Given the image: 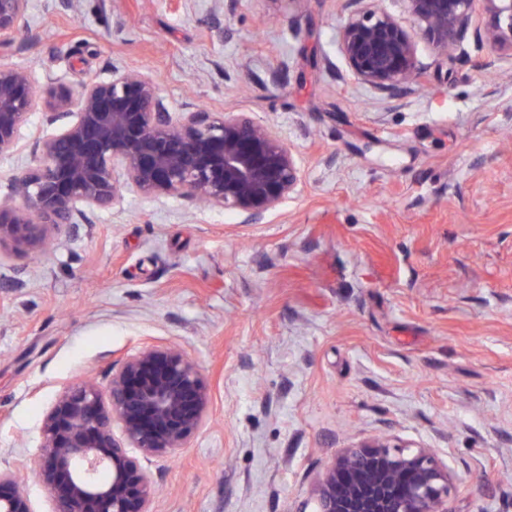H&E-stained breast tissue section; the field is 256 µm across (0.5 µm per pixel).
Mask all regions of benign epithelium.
Instances as JSON below:
<instances>
[{"mask_svg":"<svg viewBox=\"0 0 512 512\" xmlns=\"http://www.w3.org/2000/svg\"><path fill=\"white\" fill-rule=\"evenodd\" d=\"M337 47L349 79L394 97L420 83L424 65L406 21L382 0H346ZM439 56L481 16L484 39L512 51V0H402ZM30 0H0V43L27 23ZM47 136L21 141L32 113ZM29 151L31 172L0 192V244L21 249L115 206L132 188L178 196L256 224L295 191L288 142L251 113L186 102L171 111L154 78L114 66L76 92L39 84L26 68L0 64V156ZM210 390L183 348L148 345L112 368L107 391L64 387L41 427L34 471L52 512H154L148 464L171 459L208 418ZM454 475L431 448L390 437L335 457L313 488V512H453ZM0 512H35L13 469L0 468Z\"/></svg>","mask_w":512,"mask_h":512,"instance_id":"1","label":"benign epithelium"}]
</instances>
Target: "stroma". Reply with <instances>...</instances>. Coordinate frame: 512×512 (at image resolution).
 Instances as JSON below:
<instances>
[{
	"instance_id": "1",
	"label": "stroma",
	"mask_w": 512,
	"mask_h": 512,
	"mask_svg": "<svg viewBox=\"0 0 512 512\" xmlns=\"http://www.w3.org/2000/svg\"><path fill=\"white\" fill-rule=\"evenodd\" d=\"M31 0L0 63L78 89L122 65L171 108L244 110L300 181L258 224L125 191L48 249L0 244V467L35 512L59 391L107 386L174 344L211 390L202 428L151 470L157 512H312L335 456L380 435L435 449L455 512H512V51L416 35L423 88L351 84L344 0Z\"/></svg>"
}]
</instances>
